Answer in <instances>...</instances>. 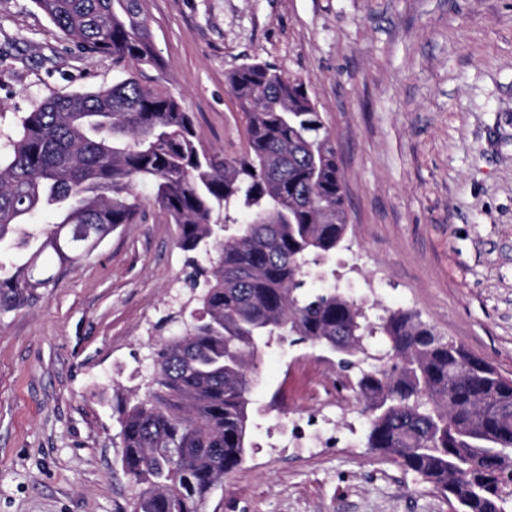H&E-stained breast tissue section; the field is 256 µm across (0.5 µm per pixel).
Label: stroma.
Listing matches in <instances>:
<instances>
[{"mask_svg": "<svg viewBox=\"0 0 512 512\" xmlns=\"http://www.w3.org/2000/svg\"><path fill=\"white\" fill-rule=\"evenodd\" d=\"M167 88L206 148L237 155L245 119L225 82L254 60L301 80L335 134L348 231L328 275L371 321L411 311L512 378V0H143ZM33 0H0V144L43 100L111 87ZM120 225L30 306L0 311V512H130L117 405L144 393L189 255L137 184ZM338 355L263 349L251 446L205 512H453L372 453Z\"/></svg>", "mask_w": 512, "mask_h": 512, "instance_id": "35a3bbf8", "label": "stroma"}]
</instances>
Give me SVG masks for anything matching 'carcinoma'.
<instances>
[{
  "instance_id": "cac0c4a2",
  "label": "carcinoma",
  "mask_w": 512,
  "mask_h": 512,
  "mask_svg": "<svg viewBox=\"0 0 512 512\" xmlns=\"http://www.w3.org/2000/svg\"><path fill=\"white\" fill-rule=\"evenodd\" d=\"M33 3L86 53L159 64L141 0ZM227 82L246 124L241 155L201 145L181 102L133 72L34 106L0 152L4 311L33 303L53 281L35 276L44 254L75 264L133 223L139 182L152 184L183 251L214 253L210 271L195 274L203 283L191 320L157 345L151 387L119 409L121 466L140 487L130 512H204L244 461L262 349L294 336L349 369L377 333L388 360L355 386L368 448L433 484L458 512H508L512 463L474 444L484 435L512 448V380L410 312L372 324L336 289L306 287L348 230L335 137L302 81L253 61ZM231 209L247 221L230 220ZM42 212L51 225L30 223Z\"/></svg>"
}]
</instances>
